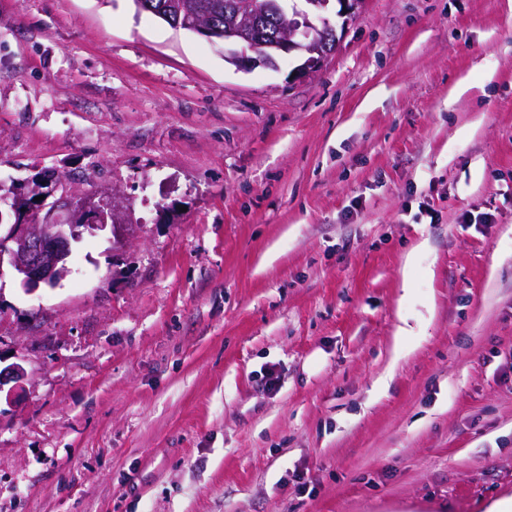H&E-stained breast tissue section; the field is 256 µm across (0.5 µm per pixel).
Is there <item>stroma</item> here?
<instances>
[{
	"label": "stroma",
	"instance_id": "1",
	"mask_svg": "<svg viewBox=\"0 0 512 512\" xmlns=\"http://www.w3.org/2000/svg\"><path fill=\"white\" fill-rule=\"evenodd\" d=\"M297 64L0 0V186L69 172L128 229L56 287L0 272V512L512 495V0H366Z\"/></svg>",
	"mask_w": 512,
	"mask_h": 512
}]
</instances>
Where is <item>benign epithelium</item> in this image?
I'll use <instances>...</instances> for the list:
<instances>
[{"label": "benign epithelium", "mask_w": 512, "mask_h": 512, "mask_svg": "<svg viewBox=\"0 0 512 512\" xmlns=\"http://www.w3.org/2000/svg\"><path fill=\"white\" fill-rule=\"evenodd\" d=\"M336 2V23H331L328 13L330 2ZM305 8L287 9L284 0H239L224 10V30L211 29L201 20L186 21L184 25L195 33L224 41V60L236 69L249 72L258 67L276 69L279 60L294 54L301 63L295 67L298 77L317 72L326 50L323 47L326 33L337 34L346 29L361 12L365 0H304ZM271 15L280 22L279 36L265 49L258 50L261 42L254 19ZM65 177L59 180L35 179L24 182L25 190L11 187L0 197L4 210H0V226L9 221L6 234H0V269L9 264L20 277L27 292L36 291L44 284L54 287L71 272L69 267L73 244L83 232H92L111 226L118 241L124 239V225L114 221L112 211L92 195H73L63 190ZM42 200H36L38 196ZM65 208L73 221L60 224L55 212ZM27 372L19 363L0 370V389L12 382L14 388L22 387Z\"/></svg>", "instance_id": "obj_1"}]
</instances>
